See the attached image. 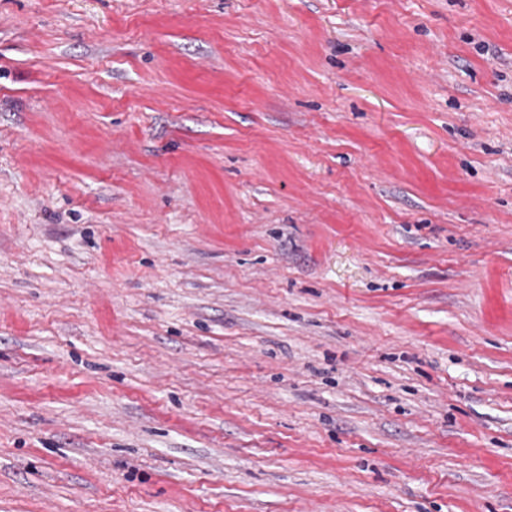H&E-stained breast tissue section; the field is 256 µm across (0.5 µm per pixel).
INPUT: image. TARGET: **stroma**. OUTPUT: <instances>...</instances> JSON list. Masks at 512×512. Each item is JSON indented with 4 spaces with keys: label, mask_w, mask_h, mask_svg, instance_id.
<instances>
[{
    "label": "stroma",
    "mask_w": 512,
    "mask_h": 512,
    "mask_svg": "<svg viewBox=\"0 0 512 512\" xmlns=\"http://www.w3.org/2000/svg\"><path fill=\"white\" fill-rule=\"evenodd\" d=\"M0 512H512V0H0Z\"/></svg>",
    "instance_id": "stroma-1"
}]
</instances>
